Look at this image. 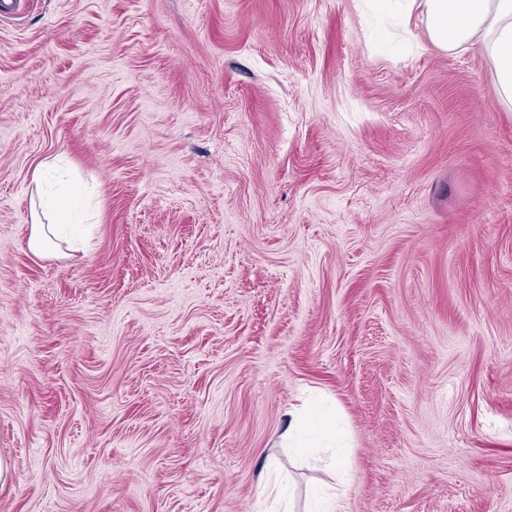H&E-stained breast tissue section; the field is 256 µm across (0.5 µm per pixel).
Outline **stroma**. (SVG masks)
<instances>
[{
  "label": "stroma",
  "mask_w": 512,
  "mask_h": 512,
  "mask_svg": "<svg viewBox=\"0 0 512 512\" xmlns=\"http://www.w3.org/2000/svg\"><path fill=\"white\" fill-rule=\"evenodd\" d=\"M91 187L27 247L32 171ZM335 409L351 479L288 444ZM0 512H512V108L370 0L0 20Z\"/></svg>",
  "instance_id": "obj_1"
}]
</instances>
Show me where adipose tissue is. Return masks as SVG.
Instances as JSON below:
<instances>
[{
  "label": "adipose tissue",
  "mask_w": 512,
  "mask_h": 512,
  "mask_svg": "<svg viewBox=\"0 0 512 512\" xmlns=\"http://www.w3.org/2000/svg\"><path fill=\"white\" fill-rule=\"evenodd\" d=\"M385 11L420 10L431 41L444 50L481 44L494 63L501 102L512 107V0H377ZM62 162L48 158L36 166L27 245L36 255L57 246L58 229L78 227L85 220L81 193L45 195L44 187Z\"/></svg>",
  "instance_id": "obj_1"
}]
</instances>
